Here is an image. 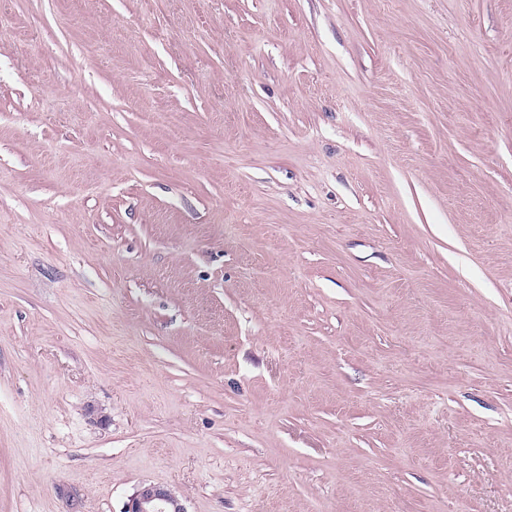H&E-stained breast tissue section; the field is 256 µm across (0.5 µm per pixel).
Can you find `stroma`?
I'll return each instance as SVG.
<instances>
[{
    "label": "stroma",
    "instance_id": "obj_1",
    "mask_svg": "<svg viewBox=\"0 0 512 512\" xmlns=\"http://www.w3.org/2000/svg\"><path fill=\"white\" fill-rule=\"evenodd\" d=\"M512 512V0H0V512ZM123 512H187L170 490L142 485L128 500Z\"/></svg>",
    "mask_w": 512,
    "mask_h": 512
}]
</instances>
